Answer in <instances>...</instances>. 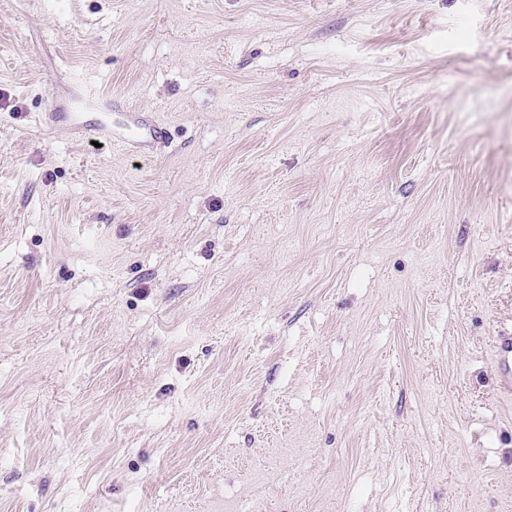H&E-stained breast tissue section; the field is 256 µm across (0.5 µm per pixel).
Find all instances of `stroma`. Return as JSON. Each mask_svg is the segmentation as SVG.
<instances>
[{"instance_id":"35a3bbf8","label":"stroma","mask_w":512,"mask_h":512,"mask_svg":"<svg viewBox=\"0 0 512 512\" xmlns=\"http://www.w3.org/2000/svg\"><path fill=\"white\" fill-rule=\"evenodd\" d=\"M511 325L512 0H0V512H512ZM490 358L498 376L499 399L512 404V329H502L492 336Z\"/></svg>"}]
</instances>
